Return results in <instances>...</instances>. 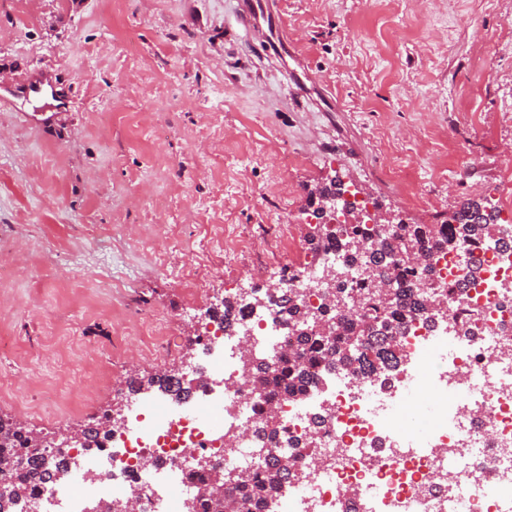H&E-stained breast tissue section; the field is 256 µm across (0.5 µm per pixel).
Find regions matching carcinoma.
Listing matches in <instances>:
<instances>
[{"instance_id":"obj_1","label":"carcinoma","mask_w":512,"mask_h":512,"mask_svg":"<svg viewBox=\"0 0 512 512\" xmlns=\"http://www.w3.org/2000/svg\"><path fill=\"white\" fill-rule=\"evenodd\" d=\"M497 211L476 201L464 203L452 220L442 224H404L371 227L355 224L353 227H330L321 224L310 239L315 252L325 239H335L337 249L345 260L375 270L374 280L391 285L389 293L381 297L371 288L351 291L336 285L321 293L315 310L288 292V319L300 324L296 334V351L282 358L275 366L255 362L252 365L253 391L273 403L280 397L302 398L309 388L317 384L316 369L328 371L350 370L370 380H377L396 370L401 363L400 335L409 321L427 317L429 304L420 292L421 277L415 275L417 267L402 262L400 254L414 249L424 254L453 248L467 239L492 238L496 232ZM357 241L372 245L369 256L353 246ZM353 302L358 308L350 313L340 310V303ZM336 318V330L323 335L315 328V319ZM19 440L12 426L0 422V463L16 460L10 450ZM271 456L265 470L246 472L236 483L226 488L227 498L235 505V512H263L269 501L288 486L291 472L288 457L280 449H270ZM32 458L13 468L12 495L0 497V512H10L16 500L25 498L38 483H47L61 471Z\"/></svg>"}]
</instances>
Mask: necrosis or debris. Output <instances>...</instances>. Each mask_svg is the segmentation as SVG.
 Here are the masks:
<instances>
[{
  "label": "necrosis or debris",
  "instance_id": "4bbe7bcc",
  "mask_svg": "<svg viewBox=\"0 0 512 512\" xmlns=\"http://www.w3.org/2000/svg\"><path fill=\"white\" fill-rule=\"evenodd\" d=\"M498 192L496 240L431 256L448 317L408 324L405 366L376 382L331 371L304 399L278 400L279 444L315 440L323 462L300 460L268 512H512V174ZM332 264L343 267L347 286L359 283L358 265L329 241L321 260L289 266L286 288L316 303ZM283 298V291L268 294L254 307L239 289H225L230 323L209 315L193 338L207 362L187 364L162 401H130L124 427L77 448L91 479L59 472L15 512H81L89 498L120 504L137 489L140 512H184L201 492L194 454L228 470L261 466L256 431L265 416L237 384L239 340L250 331L255 356L270 363L287 354L296 330ZM408 386L424 393L433 411L428 426L405 418L399 391Z\"/></svg>",
  "mask_w": 512,
  "mask_h": 512
}]
</instances>
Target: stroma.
<instances>
[{
    "instance_id": "stroma-1",
    "label": "stroma",
    "mask_w": 512,
    "mask_h": 512,
    "mask_svg": "<svg viewBox=\"0 0 512 512\" xmlns=\"http://www.w3.org/2000/svg\"><path fill=\"white\" fill-rule=\"evenodd\" d=\"M242 2L0 0V76L55 89L0 107V420L91 424L181 363L146 327L196 335L238 274L278 281L276 225L308 241L331 179L408 224L497 203L512 0H276L284 49Z\"/></svg>"
}]
</instances>
